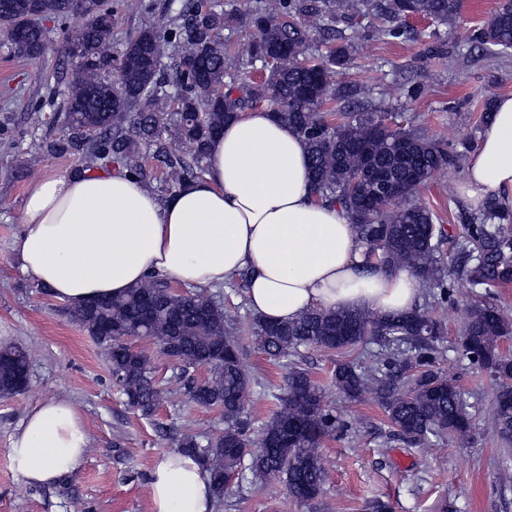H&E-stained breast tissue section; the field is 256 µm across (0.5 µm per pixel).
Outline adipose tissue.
<instances>
[{
	"mask_svg": "<svg viewBox=\"0 0 512 512\" xmlns=\"http://www.w3.org/2000/svg\"><path fill=\"white\" fill-rule=\"evenodd\" d=\"M460 188L468 206L496 198L512 205V95L467 160ZM13 249L23 274L70 306L122 295L149 275L220 288L247 273L250 311L291 321L313 308L378 314L412 310L417 277L367 255L343 207L315 197L302 137L270 108L241 111L225 124L201 179L167 200L125 170L43 175L31 186ZM85 422L66 399L28 412L10 450L14 472L47 485L79 469ZM152 512H213L209 476L180 453L148 475Z\"/></svg>",
	"mask_w": 512,
	"mask_h": 512,
	"instance_id": "adipose-tissue-1",
	"label": "adipose tissue"
}]
</instances>
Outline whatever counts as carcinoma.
<instances>
[{"label": "carcinoma", "mask_w": 512, "mask_h": 512, "mask_svg": "<svg viewBox=\"0 0 512 512\" xmlns=\"http://www.w3.org/2000/svg\"><path fill=\"white\" fill-rule=\"evenodd\" d=\"M86 11L78 51L65 47L64 133L44 145L50 155H74L85 169L114 164L152 184L157 170L169 179L157 187L165 198L201 178L213 138L238 112L269 103L273 117L303 138L312 189L340 204L355 232L390 269L407 268L435 302L453 298L456 283L473 291L512 285V209L487 200L456 236H445L434 214L414 196L435 173L458 165L459 155L420 133L393 128L373 112L324 110L336 99V72L346 68V48L321 60L307 57L311 32L325 16L348 14L362 0H262L248 15L254 37L247 43L259 79L240 85L239 59L224 47V29L238 15L219 4L183 0L120 49L112 46L116 15L112 0H95ZM460 0H390L394 18L418 14L440 22L455 18ZM74 0H0V34L26 58L42 56L43 20L64 21ZM292 21H278L282 14ZM492 26L473 39L500 58L512 55V5L494 8ZM186 146L183 152L180 146ZM452 245L450 266L442 245ZM71 321L104 347L112 378L126 404L152 414L165 391L146 356L121 336L156 340L177 361L174 383L193 403L222 411L224 431L203 444L192 435L176 440L177 452L208 471L215 502L224 501L228 479L250 475L253 482L279 479L288 495L312 502L324 493L322 442L343 423L321 386L294 362L299 350L318 347L350 353L371 346V364L353 359L336 364V389L347 399L369 396L381 405L393 435L419 447L431 438H472V395L438 367L441 320L416 308L400 314L314 310L290 322L254 317L246 331L269 357L289 359L279 408L259 429L247 411L253 402L251 377L240 357V328L217 295L206 288L179 293L153 275L121 296L69 308ZM512 337V317L487 300L474 302L460 330L457 350L495 381L490 412L495 434L512 444V354L500 342ZM204 368L198 381L190 370ZM28 354L16 345L0 347V398L20 393Z\"/></svg>", "instance_id": "cac0c4a2"}]
</instances>
